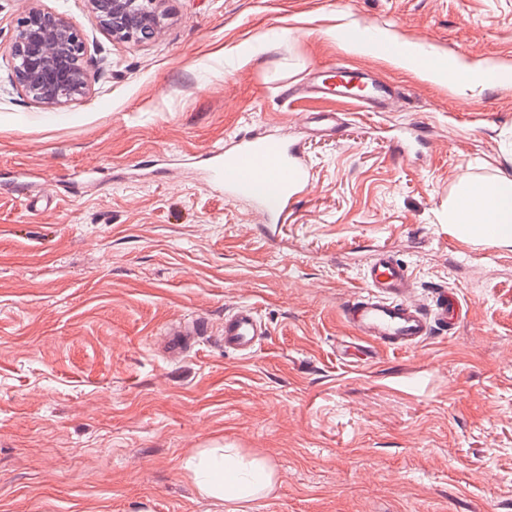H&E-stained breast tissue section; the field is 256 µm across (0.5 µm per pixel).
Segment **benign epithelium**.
<instances>
[{
  "instance_id": "1",
  "label": "benign epithelium",
  "mask_w": 512,
  "mask_h": 512,
  "mask_svg": "<svg viewBox=\"0 0 512 512\" xmlns=\"http://www.w3.org/2000/svg\"><path fill=\"white\" fill-rule=\"evenodd\" d=\"M168 0H84L100 27L122 43L157 33L167 19ZM88 48L80 28L64 12L30 6L17 20L0 53L9 84L46 107L81 103L88 89Z\"/></svg>"
}]
</instances>
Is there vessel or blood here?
<instances>
[{
    "mask_svg": "<svg viewBox=\"0 0 512 512\" xmlns=\"http://www.w3.org/2000/svg\"><path fill=\"white\" fill-rule=\"evenodd\" d=\"M315 93H328L352 101L367 109L383 104L392 97L389 89L362 81L356 87L347 82H333L317 76ZM216 184L228 199L246 197L264 213L269 228L283 224L294 199L308 189L310 170L299 147L255 136L236 137L230 146L211 150ZM366 287L341 309L342 318L356 341L376 343L393 350L421 347L435 325L450 326L461 300L454 289L444 288L433 305H424L417 296L404 265L386 248L376 250L364 271ZM201 317L186 318L170 326V353L179 356L196 338L213 333ZM218 333L225 351L242 358L251 357L268 330L255 308L238 304L224 314Z\"/></svg>",
    "mask_w": 512,
    "mask_h": 512,
    "instance_id": "1",
    "label": "vessel or blood"
}]
</instances>
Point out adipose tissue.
<instances>
[{
  "instance_id": "obj_1",
  "label": "adipose tissue",
  "mask_w": 512,
  "mask_h": 512,
  "mask_svg": "<svg viewBox=\"0 0 512 512\" xmlns=\"http://www.w3.org/2000/svg\"><path fill=\"white\" fill-rule=\"evenodd\" d=\"M448 221L480 239H511L512 178L463 181L448 202ZM184 469L201 496L224 503L226 512H246L277 486L275 469L266 459L246 458L233 448L211 449L198 461H186Z\"/></svg>"
}]
</instances>
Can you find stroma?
<instances>
[{"instance_id":"obj_1","label":"stroma","mask_w":512,"mask_h":512,"mask_svg":"<svg viewBox=\"0 0 512 512\" xmlns=\"http://www.w3.org/2000/svg\"><path fill=\"white\" fill-rule=\"evenodd\" d=\"M40 4L81 29L88 92H0V512H224L183 470L224 445L277 470L251 512H512V240L448 222L461 181L512 177V80L457 91L392 62L512 71V0H169L135 45L82 0ZM339 64L404 106L308 93ZM420 126L401 158L394 134ZM245 133L302 143L312 172L273 238L201 159ZM381 247L466 314L412 351L338 350ZM241 302L270 331L252 357L160 348L170 320Z\"/></svg>"}]
</instances>
